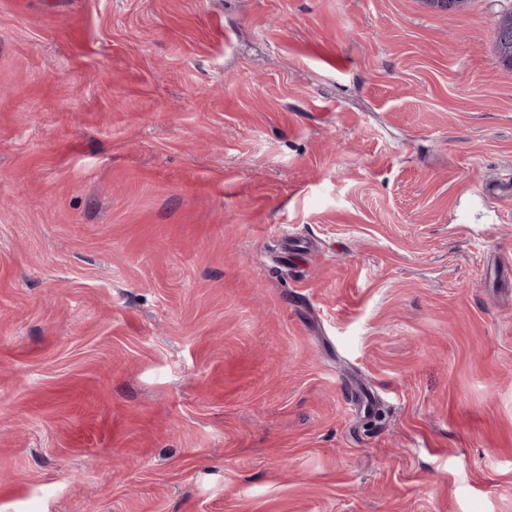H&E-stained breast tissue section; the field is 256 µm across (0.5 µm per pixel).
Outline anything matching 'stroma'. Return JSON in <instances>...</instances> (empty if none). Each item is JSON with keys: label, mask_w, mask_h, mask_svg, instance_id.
<instances>
[{"label": "stroma", "mask_w": 512, "mask_h": 512, "mask_svg": "<svg viewBox=\"0 0 512 512\" xmlns=\"http://www.w3.org/2000/svg\"><path fill=\"white\" fill-rule=\"evenodd\" d=\"M512 0H0V512H512Z\"/></svg>", "instance_id": "35a3bbf8"}]
</instances>
